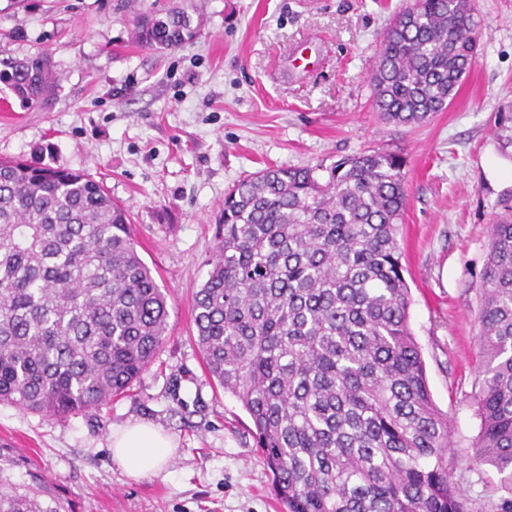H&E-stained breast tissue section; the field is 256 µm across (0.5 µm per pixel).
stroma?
Listing matches in <instances>:
<instances>
[{
	"mask_svg": "<svg viewBox=\"0 0 512 512\" xmlns=\"http://www.w3.org/2000/svg\"><path fill=\"white\" fill-rule=\"evenodd\" d=\"M172 2L0 0V57L47 54L56 76L41 106L0 83V158L101 182L170 292L166 340L128 392L61 419L0 404V443L75 512H283L247 412L205 371L193 296L239 180L380 149L404 160L409 322L448 415L454 477L473 512H488L500 476L474 460L477 284L490 226L512 197V0H475V62L450 105L413 126L385 123L371 105L383 34L407 0H186L192 38L141 46L132 20ZM294 49L307 69L290 65ZM135 421L177 445L164 470L138 481L109 450L113 429Z\"/></svg>",
	"mask_w": 512,
	"mask_h": 512,
	"instance_id": "obj_1",
	"label": "stroma"
}]
</instances>
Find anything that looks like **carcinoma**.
<instances>
[{
	"label": "carcinoma",
	"instance_id": "obj_1",
	"mask_svg": "<svg viewBox=\"0 0 512 512\" xmlns=\"http://www.w3.org/2000/svg\"><path fill=\"white\" fill-rule=\"evenodd\" d=\"M133 25L151 48L191 37L179 5ZM479 38L473 0H411L385 31L373 108L401 126L443 111ZM0 82L42 104L55 77L45 55L0 58ZM402 167L367 150L263 169L224 198V234L194 295L196 342L248 413L287 512H468L409 325ZM478 290L475 456L501 476L493 512H512V198ZM168 316L127 211L99 182L0 159V403L58 418L101 407L150 367ZM0 512L73 510L0 447Z\"/></svg>",
	"mask_w": 512,
	"mask_h": 512
}]
</instances>
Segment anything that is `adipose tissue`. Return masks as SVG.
Instances as JSON below:
<instances>
[{
    "label": "adipose tissue",
    "instance_id": "1",
    "mask_svg": "<svg viewBox=\"0 0 512 512\" xmlns=\"http://www.w3.org/2000/svg\"><path fill=\"white\" fill-rule=\"evenodd\" d=\"M112 457L134 480L160 472L175 447L163 431L150 423H133L113 432Z\"/></svg>",
    "mask_w": 512,
    "mask_h": 512
}]
</instances>
